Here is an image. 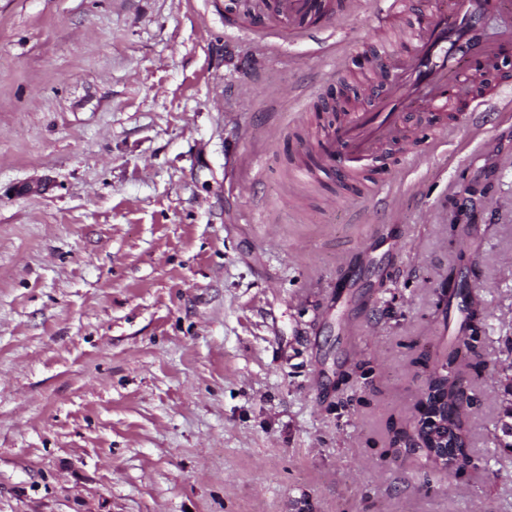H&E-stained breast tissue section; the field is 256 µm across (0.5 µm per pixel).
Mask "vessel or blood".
I'll return each mask as SVG.
<instances>
[{
    "label": "vessel or blood",
    "mask_w": 512,
    "mask_h": 512,
    "mask_svg": "<svg viewBox=\"0 0 512 512\" xmlns=\"http://www.w3.org/2000/svg\"><path fill=\"white\" fill-rule=\"evenodd\" d=\"M309 0H277L276 18L295 21L309 10ZM500 21L496 38L485 34L482 22ZM512 48V0H449L430 15H417L408 41L396 54L378 55L369 83L380 99L377 108L350 113L326 142L323 164L338 177L350 178L382 163L381 148L393 143L418 157L416 135L402 116L411 107L442 116L455 114L461 124L478 125L484 113L512 108L501 98L512 85V72L498 59ZM479 61L487 73L477 85L458 80L465 61Z\"/></svg>",
    "instance_id": "vessel-or-blood-1"
}]
</instances>
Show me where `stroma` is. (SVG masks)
I'll return each mask as SVG.
<instances>
[{
	"instance_id": "stroma-1",
	"label": "stroma",
	"mask_w": 512,
	"mask_h": 512,
	"mask_svg": "<svg viewBox=\"0 0 512 512\" xmlns=\"http://www.w3.org/2000/svg\"><path fill=\"white\" fill-rule=\"evenodd\" d=\"M265 3L0 0V512H512V112L289 187L443 0L297 37ZM461 277L489 367L455 475L390 429ZM504 394H503V403L504 408L502 412L501 418V433L503 435V439L500 441L501 448H512V378L509 375L504 376L503 381ZM510 397V398H509ZM510 420V421H509ZM510 429V434H509ZM508 438H511L508 441Z\"/></svg>"
}]
</instances>
